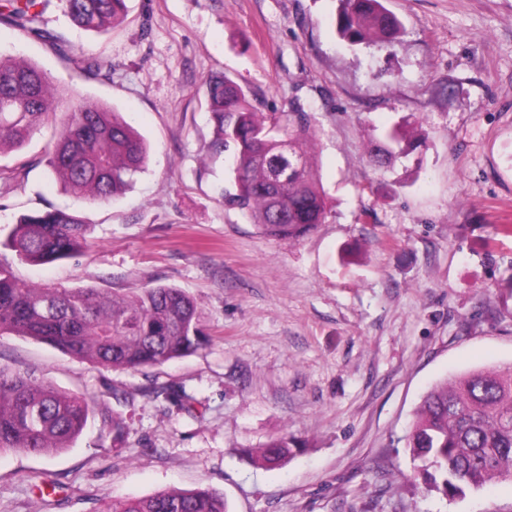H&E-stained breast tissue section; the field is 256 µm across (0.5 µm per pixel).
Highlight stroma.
Here are the masks:
<instances>
[{"mask_svg": "<svg viewBox=\"0 0 512 512\" xmlns=\"http://www.w3.org/2000/svg\"><path fill=\"white\" fill-rule=\"evenodd\" d=\"M404 23L394 45L338 37V0H126L103 33L50 0L56 53L0 24V53L117 112L150 146L145 172L103 204L66 193L44 158L48 123L0 154V239L49 206L93 223L76 257L33 266L0 247L21 280L132 295L167 284L202 311L195 353L136 371L0 336V366L85 396L120 417L53 457L0 456V512H101L104 502L209 487L230 512H512V483L427 491L406 447L422 396L444 378L512 363V0H383ZM111 62L109 77L73 57ZM225 72L256 111L299 100L329 212L298 239H272L222 197L223 155L204 80ZM422 141L386 164V129ZM293 435L280 466L248 449Z\"/></svg>", "mask_w": 512, "mask_h": 512, "instance_id": "35a3bbf8", "label": "stroma"}]
</instances>
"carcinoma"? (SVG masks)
Returning <instances> with one entry per match:
<instances>
[{"label": "carcinoma", "mask_w": 512, "mask_h": 512, "mask_svg": "<svg viewBox=\"0 0 512 512\" xmlns=\"http://www.w3.org/2000/svg\"><path fill=\"white\" fill-rule=\"evenodd\" d=\"M337 32L351 45L392 43L401 22L382 0H338ZM71 21L103 32L126 15L125 0H62ZM44 0H3L0 21L66 54L61 41L41 28ZM93 76L112 64L73 58ZM208 108L215 146L230 153L225 203L246 212L262 234L298 239L324 222L326 196L306 143L313 137L303 106L264 114L248 91L223 72L207 76ZM60 125L46 157L64 191L91 203H106L144 171L148 149L122 116L77 93L57 95L38 66L0 53V154L24 147L46 122ZM400 128L375 142L383 163L396 155ZM93 225L77 211L55 208L20 215L3 242L22 262L50 264L71 258L88 243ZM201 312L178 288L158 284L133 296L97 288L38 287L19 281L0 264V335L15 334L104 368L138 370L196 352L205 341ZM93 406L27 374L0 366V455L26 452L51 457L78 440ZM297 447L283 433L253 451L264 466L283 462ZM406 447L428 490L462 496L512 481V363L454 376L436 384L414 412ZM102 512H229L224 495L209 489H168L141 498L114 499Z\"/></svg>", "instance_id": "cac0c4a2"}]
</instances>
